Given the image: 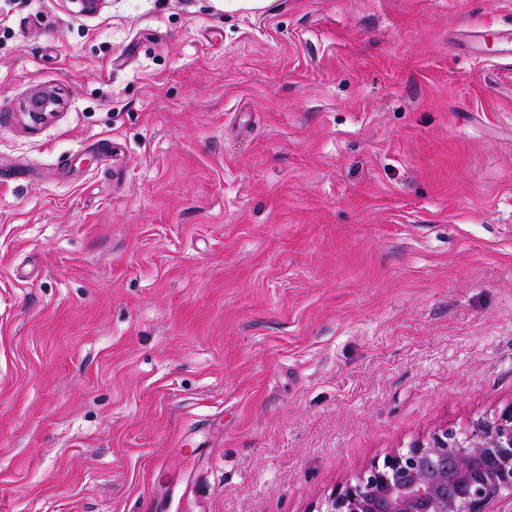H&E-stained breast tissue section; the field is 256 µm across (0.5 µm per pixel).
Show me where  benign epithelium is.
<instances>
[{
  "instance_id": "benign-epithelium-1",
  "label": "benign epithelium",
  "mask_w": 512,
  "mask_h": 512,
  "mask_svg": "<svg viewBox=\"0 0 512 512\" xmlns=\"http://www.w3.org/2000/svg\"><path fill=\"white\" fill-rule=\"evenodd\" d=\"M55 104L52 92L33 91L25 104L30 123L47 121ZM505 491L512 493V406L463 437L445 428L387 455L318 512H491Z\"/></svg>"
}]
</instances>
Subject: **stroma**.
<instances>
[{"label": "stroma", "mask_w": 512, "mask_h": 512, "mask_svg": "<svg viewBox=\"0 0 512 512\" xmlns=\"http://www.w3.org/2000/svg\"><path fill=\"white\" fill-rule=\"evenodd\" d=\"M511 32L0 0V512H317L512 405ZM55 104L56 97L52 92L37 89L29 95L26 101L25 114L32 125H39L54 114L52 107Z\"/></svg>", "instance_id": "stroma-1"}]
</instances>
